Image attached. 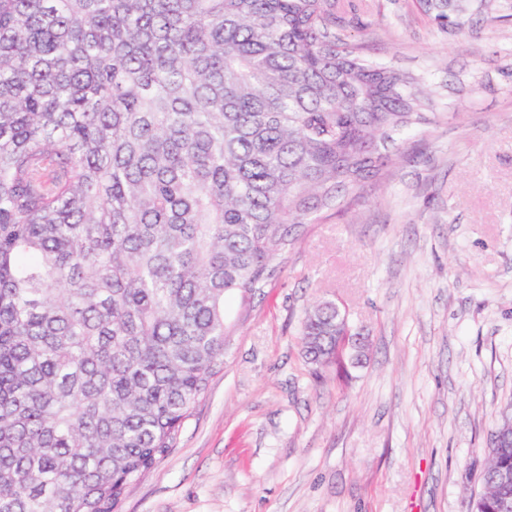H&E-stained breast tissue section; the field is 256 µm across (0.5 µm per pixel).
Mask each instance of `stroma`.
<instances>
[{
  "label": "stroma",
  "mask_w": 512,
  "mask_h": 512,
  "mask_svg": "<svg viewBox=\"0 0 512 512\" xmlns=\"http://www.w3.org/2000/svg\"><path fill=\"white\" fill-rule=\"evenodd\" d=\"M362 54L449 87L433 123L305 225L235 324L178 444L119 512H468L512 405V17L451 36L375 0ZM466 74L471 87L455 92ZM342 306L369 340L314 376L298 319Z\"/></svg>",
  "instance_id": "1"
}]
</instances>
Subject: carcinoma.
Returning <instances> with one entry per match:
<instances>
[{"instance_id":"carcinoma-1","label":"carcinoma","mask_w":512,"mask_h":512,"mask_svg":"<svg viewBox=\"0 0 512 512\" xmlns=\"http://www.w3.org/2000/svg\"><path fill=\"white\" fill-rule=\"evenodd\" d=\"M446 33L512 0H415ZM358 0H0V512H117L176 446L304 225L437 90L360 55ZM336 302L299 322L344 368ZM490 435L470 512H512Z\"/></svg>"}]
</instances>
